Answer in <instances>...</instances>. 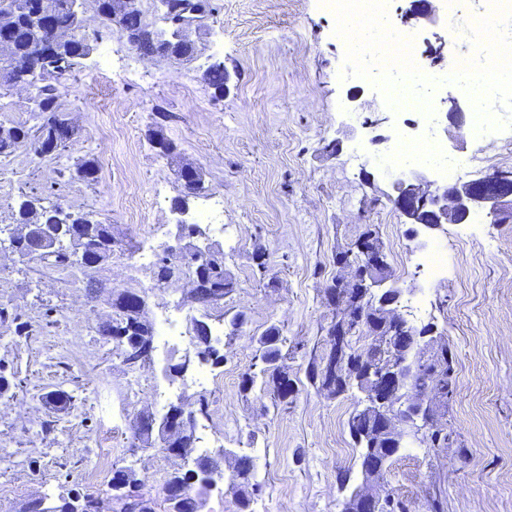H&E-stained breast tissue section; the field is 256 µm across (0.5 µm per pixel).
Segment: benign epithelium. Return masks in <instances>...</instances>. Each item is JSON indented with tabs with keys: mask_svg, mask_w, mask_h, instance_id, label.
<instances>
[{
	"mask_svg": "<svg viewBox=\"0 0 512 512\" xmlns=\"http://www.w3.org/2000/svg\"><path fill=\"white\" fill-rule=\"evenodd\" d=\"M140 0H113L112 22L122 25L124 17L139 12ZM54 3L52 0H13L8 8L0 7V89H32L47 73L58 72L65 60L63 45L67 37L52 21ZM437 7L432 0H426L420 7L405 12L403 22L412 20L433 21ZM203 15L201 0H183V17L170 20L171 28L167 32L153 31L150 34L151 46H145L138 37L126 34L131 48L143 57L168 56L170 45L189 40L188 27L195 17ZM27 17L40 29L42 36L35 47L31 59L21 62L13 54L8 41V33L17 17ZM446 107L447 118L454 126L464 123L465 111L462 101L456 96L442 100ZM71 122L61 116L54 123L49 139L43 141L39 152L50 153L70 143L74 138ZM182 181L185 190L190 193L204 191V176L200 169L186 164L182 169ZM394 195L390 200L398 209L404 223L411 225V234L418 237L420 230L442 231L447 224H465L477 213H484L499 224L512 222V173L498 172L480 183H462L452 186H440L422 174L402 177L392 183ZM73 216L63 210L58 211L55 223L40 225L45 240H53L61 231V225L72 223ZM350 252L361 259L356 264L348 260L345 253L336 255V264L342 275L336 279V288L329 299L336 305L340 316L331 323L328 335L336 341V354H341L343 341L358 331L361 321L359 303L366 299H378L387 315H392V306L399 302L402 289L387 286L389 281L385 273L387 266L384 245L381 239L372 234L354 240ZM383 348L391 352L387 360L377 355L361 361L364 386L361 392L364 399L361 406L369 409L381 407L379 415L370 427L359 429L361 436L376 440L385 434L399 441L411 438V433L403 428L401 421L392 410L402 412L405 420L417 422L424 418L431 423L439 416L443 408V399H428L426 394L413 388L412 381L418 373L421 360L440 359L437 352L438 337L428 333L420 334L406 328L402 320L391 322V331L372 343V350ZM183 410V401L177 400L173 409L160 418L146 412L140 415L136 432L144 441V446H158L167 455L187 459L186 449L175 445L183 435L184 426L177 425L172 416ZM227 450L219 449L213 456L201 464L194 465L204 480L202 489L194 497V512H203L207 495L216 485L224 481V456ZM363 484L355 488L359 512H378L383 498L375 489V483L381 479V467L374 458L366 456L362 462ZM20 512H56V505L50 498L39 495L26 501Z\"/></svg>",
	"mask_w": 512,
	"mask_h": 512,
	"instance_id": "7a95c632",
	"label": "benign epithelium"
}]
</instances>
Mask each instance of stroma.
I'll return each instance as SVG.
<instances>
[{
  "label": "stroma",
  "instance_id": "stroma-1",
  "mask_svg": "<svg viewBox=\"0 0 512 512\" xmlns=\"http://www.w3.org/2000/svg\"><path fill=\"white\" fill-rule=\"evenodd\" d=\"M210 3L212 12L189 27L194 58L178 63L140 57L86 0L80 33L93 51L54 81L73 142L46 156L26 142L0 157V309L8 312L0 375L9 381L0 392V512H18L37 494L106 492L89 477L105 447L109 468H132L165 512L166 483L184 463L139 446L135 421L165 414L179 398L205 401L204 437L253 460L249 483L218 486L206 512H339L363 479L362 450L348 429L360 394L328 395L308 371L331 350L336 309L326 289L339 274L336 254L367 224L384 243L402 306L426 293L410 321L442 334L457 377L441 420L450 447L409 441L389 460L383 492L405 512H512V223L447 225L448 277L431 284L422 248L387 199L392 182L374 163L385 153L376 136L393 135L404 116L383 106L374 85L342 78L346 45L322 0ZM410 30L421 66L452 65L457 42L444 13ZM439 35L446 45L437 60L430 46ZM215 63L230 75L223 96L203 78ZM155 131L175 143L176 157L158 152ZM445 141L452 152L481 151L488 172H512V143L480 147L451 126ZM356 146L369 163L349 166ZM87 159L97 180L79 171ZM186 163L204 172L205 192L186 193ZM218 197L224 227L206 225L204 243L222 253L236 288L208 311L190 299L189 275L158 282L156 261L175 245L178 222L194 223ZM25 200L111 225V256L63 267L12 253ZM141 248L151 263H137ZM113 290L145 296L150 323L178 319L184 339L155 349L144 365H125L101 330ZM238 312L241 333L221 340L223 360L210 367L220 384L188 390L184 378L167 376L193 350L194 320L215 327ZM272 325L294 386L285 403L242 387L262 367L256 340ZM56 392L68 403L57 404Z\"/></svg>",
  "mask_w": 512,
  "mask_h": 512
}]
</instances>
